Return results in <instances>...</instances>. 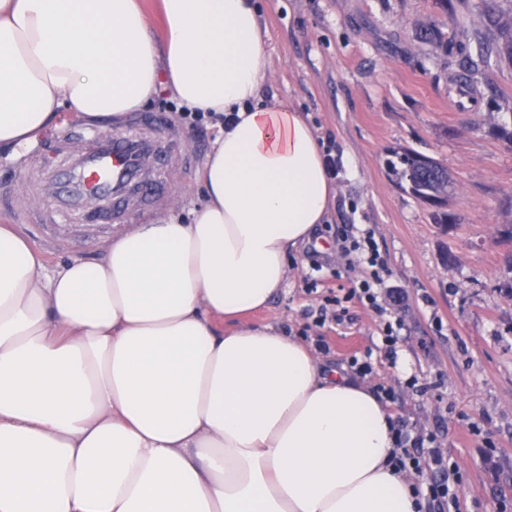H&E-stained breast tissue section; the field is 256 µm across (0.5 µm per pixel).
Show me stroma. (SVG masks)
<instances>
[{"instance_id":"1","label":"stroma","mask_w":512,"mask_h":512,"mask_svg":"<svg viewBox=\"0 0 512 512\" xmlns=\"http://www.w3.org/2000/svg\"><path fill=\"white\" fill-rule=\"evenodd\" d=\"M269 34L265 102L306 112L339 162L336 199L314 235L325 257L310 273L307 254L292 261L285 288L251 323L303 338L325 365L356 373L394 394L396 423L432 439L459 480L458 512H512V0H259ZM431 30L435 41L421 38ZM468 90L465 109L448 99ZM182 137L193 161L166 166L170 197L121 224H28L48 195L28 169L29 151L0 159V186L26 194L0 224L15 225L49 270L73 258L100 260L112 240L200 200L197 176L216 131L186 124L161 96L145 109ZM411 149L446 165L455 189L446 208L412 196L386 166ZM370 229L398 300L394 346L372 309L348 303L341 322L315 327L326 299L343 296L367 268L341 251L348 233Z\"/></svg>"}]
</instances>
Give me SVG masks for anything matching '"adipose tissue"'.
I'll return each instance as SVG.
<instances>
[{
    "label": "adipose tissue",
    "instance_id": "obj_1",
    "mask_svg": "<svg viewBox=\"0 0 512 512\" xmlns=\"http://www.w3.org/2000/svg\"><path fill=\"white\" fill-rule=\"evenodd\" d=\"M159 11L156 30L140 0H0V156L61 113L117 122L161 91L237 116L189 222L53 273L0 224V512H419L387 403L245 321L336 194L306 115L262 102L254 0Z\"/></svg>",
    "mask_w": 512,
    "mask_h": 512
}]
</instances>
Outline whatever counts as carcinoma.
<instances>
[{"mask_svg":"<svg viewBox=\"0 0 512 512\" xmlns=\"http://www.w3.org/2000/svg\"><path fill=\"white\" fill-rule=\"evenodd\" d=\"M389 170L399 183L406 184L416 198L442 205L448 200L454 178L448 167L416 151H405L389 161Z\"/></svg>","mask_w":512,"mask_h":512,"instance_id":"carcinoma-1","label":"carcinoma"}]
</instances>
